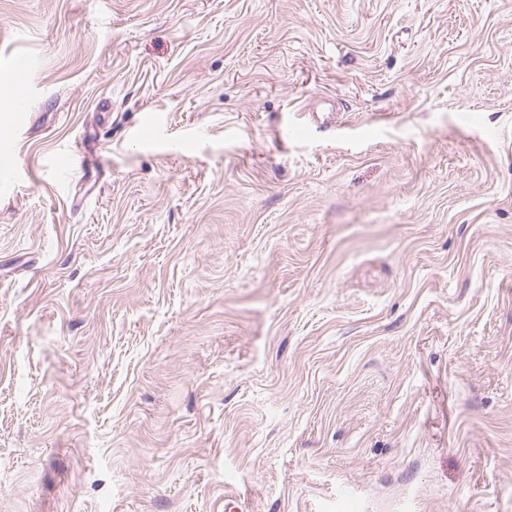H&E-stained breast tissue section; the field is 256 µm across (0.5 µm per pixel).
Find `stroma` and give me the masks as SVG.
Listing matches in <instances>:
<instances>
[{
  "instance_id": "obj_1",
  "label": "stroma",
  "mask_w": 512,
  "mask_h": 512,
  "mask_svg": "<svg viewBox=\"0 0 512 512\" xmlns=\"http://www.w3.org/2000/svg\"><path fill=\"white\" fill-rule=\"evenodd\" d=\"M22 61L0 512H512V0H0Z\"/></svg>"
}]
</instances>
